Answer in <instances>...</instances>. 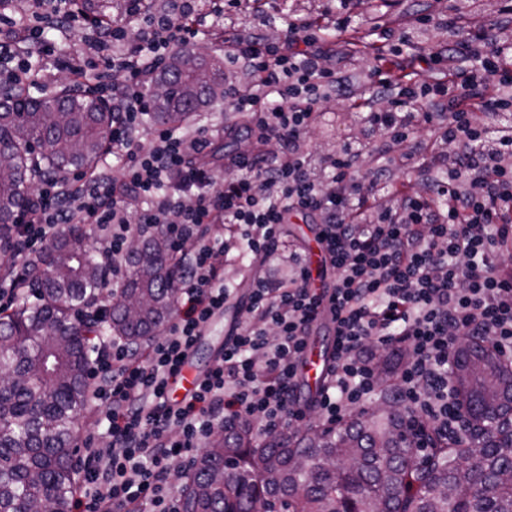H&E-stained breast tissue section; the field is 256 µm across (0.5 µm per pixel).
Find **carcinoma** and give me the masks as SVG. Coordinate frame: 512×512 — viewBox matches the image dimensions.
Returning <instances> with one entry per match:
<instances>
[{
	"instance_id": "1",
	"label": "carcinoma",
	"mask_w": 512,
	"mask_h": 512,
	"mask_svg": "<svg viewBox=\"0 0 512 512\" xmlns=\"http://www.w3.org/2000/svg\"><path fill=\"white\" fill-rule=\"evenodd\" d=\"M112 19L127 0H81ZM158 82L153 120L177 127L224 96L217 69L192 48L175 51ZM112 128V109L76 86L33 98L0 87V254L32 185L57 170L91 166ZM90 230L51 241L27 272L26 294L0 309V512H72L74 418L87 404L94 341L112 334L138 348L176 310L179 288L162 231L133 244L125 288L103 304L104 267ZM504 368L485 345L461 352L452 377L488 418L499 410ZM407 412L393 398L339 427L258 435L241 420L212 436L177 483L181 512H512V446L498 434L442 438L429 426L402 434ZM312 463L298 467L294 456Z\"/></svg>"
}]
</instances>
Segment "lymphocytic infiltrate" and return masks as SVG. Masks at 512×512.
<instances>
[{
  "instance_id": "f902f5d3",
  "label": "lymphocytic infiltrate",
  "mask_w": 512,
  "mask_h": 512,
  "mask_svg": "<svg viewBox=\"0 0 512 512\" xmlns=\"http://www.w3.org/2000/svg\"><path fill=\"white\" fill-rule=\"evenodd\" d=\"M15 2L0 0V57L19 58L16 80L34 82L40 71L20 57L21 44L38 41L46 26L73 30L82 11L77 0L51 8L32 0L14 17ZM194 2L170 0L157 14L150 0H130L123 18L93 26L84 56H61L75 79L94 73L86 94L111 92L105 152L122 159L121 175L100 167L51 175L17 216L14 266L28 267L64 225L88 224L102 232L104 285L122 287L131 243L159 228L178 273L179 309L161 340L138 352L120 339L95 349L89 418L106 425L110 443L86 444L73 512H180L168 493L178 458L239 419L263 434L340 423L374 399L381 349L404 356L390 392L409 421L447 431L461 410L448 387L460 337L489 336L512 353V265L499 261L512 253V34L481 26L446 50L398 62L395 73L371 70L364 138L327 156L304 142L321 101L358 97L329 47L334 39L357 43L352 15L292 19L280 46L255 31L229 38L226 54L250 80L225 85L222 136L245 137L248 147L225 155L218 182L207 125L180 132L147 122L150 75L200 34ZM425 65L441 66L442 79L421 84ZM422 131L445 171L416 194L378 157ZM132 201L144 205L135 223ZM293 213L318 220L331 296L311 288L297 256L287 278L255 277L245 318L219 357L192 393L173 397L170 375L234 293L223 277L228 248L279 258L280 228ZM324 306L332 358L322 388L303 405L295 397L300 365Z\"/></svg>"
}]
</instances>
